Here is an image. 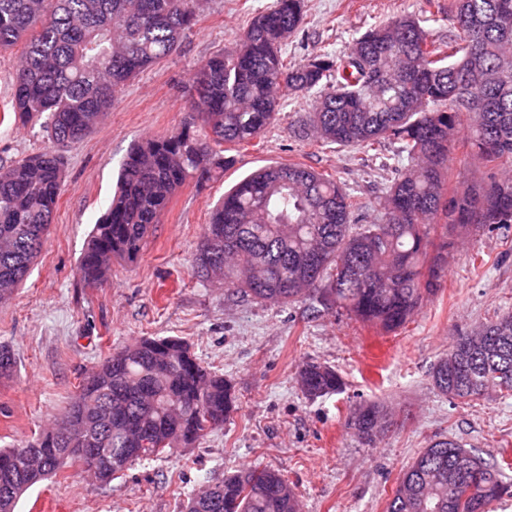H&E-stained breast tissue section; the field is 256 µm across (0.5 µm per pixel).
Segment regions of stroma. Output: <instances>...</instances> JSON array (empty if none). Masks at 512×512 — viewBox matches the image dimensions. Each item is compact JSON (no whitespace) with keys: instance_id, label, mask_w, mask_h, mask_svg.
I'll return each instance as SVG.
<instances>
[{"instance_id":"35a3bbf8","label":"stroma","mask_w":512,"mask_h":512,"mask_svg":"<svg viewBox=\"0 0 512 512\" xmlns=\"http://www.w3.org/2000/svg\"><path fill=\"white\" fill-rule=\"evenodd\" d=\"M273 3L210 0L178 49L119 90L89 135L64 146H53L43 119L21 124L9 115L22 49L0 53V166L52 146L64 169L47 243L12 299L0 304V345L15 356L13 373L0 377V448L51 425L106 358L145 336L183 338L224 373L237 397L224 426L195 445L167 449L107 483L66 468L32 487L16 512H184L189 494L224 474L263 468L285 475L300 512H386L400 473L436 437H453L485 458L512 455L511 397L467 405L442 395L429 377L458 332L512 312V226L456 229L439 290L392 332L312 300L260 302L194 273L213 206L262 166L294 163L330 174L366 203L383 193L394 146L376 154L318 144L303 129L309 98L283 96L276 121L254 144H227L232 165L203 186L178 189L135 264L113 263L108 281L95 288L80 282L79 258L129 148L182 129L198 62L232 48ZM304 5L301 31L282 47L291 63L343 55L375 23L407 14L425 20L437 39L456 33L448 0ZM475 254L484 264L472 263ZM308 363L335 368L341 392L306 397L299 371ZM373 402L391 425L366 445L345 420L350 409Z\"/></svg>"}]
</instances>
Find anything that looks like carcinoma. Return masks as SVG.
Returning <instances> with one entry per match:
<instances>
[{"label":"carcinoma","instance_id":"carcinoma-1","mask_svg":"<svg viewBox=\"0 0 512 512\" xmlns=\"http://www.w3.org/2000/svg\"><path fill=\"white\" fill-rule=\"evenodd\" d=\"M209 0H0V51L24 43L12 112L48 114L59 145L78 142L112 109L129 80L177 50ZM449 0L456 35L436 38L411 16L374 25L342 56L290 65L283 44L304 23V0H276L235 47L201 60L189 121L177 134L135 144L117 189L94 224L78 276L103 284L112 263L134 264L153 225L188 181L201 186L232 162L218 150L248 144L273 123L277 93L317 92L307 123L325 146L375 151L398 145L392 178L373 218L327 174L269 165L246 176L212 210L193 258L202 277L274 304L312 297L363 323L394 330L440 287L448 232L512 224V176L449 188V148L463 138L483 163L512 168V0ZM469 118L462 126L461 115ZM208 132L196 134L197 121ZM64 182L61 157L45 150L0 167V304L43 250ZM305 395H332L330 366L305 365ZM451 399L512 396V314L457 335L430 372ZM236 411L233 387L184 340L144 337L107 358L49 428L0 449V512L96 450L99 480L151 456L194 445ZM387 424L375 403L347 426L370 444ZM505 453L485 459L442 436L400 475L386 512H486L505 493ZM185 512H299L294 487L274 470L227 475L188 497Z\"/></svg>","mask_w":512,"mask_h":512}]
</instances>
